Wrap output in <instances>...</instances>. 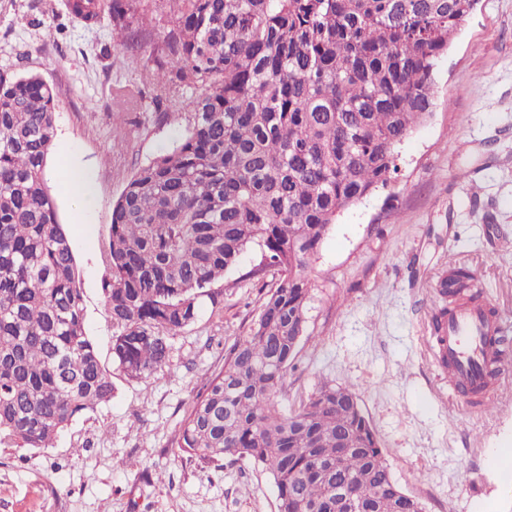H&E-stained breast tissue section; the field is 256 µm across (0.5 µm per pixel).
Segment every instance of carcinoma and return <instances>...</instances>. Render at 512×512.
<instances>
[{
  "label": "carcinoma",
  "mask_w": 512,
  "mask_h": 512,
  "mask_svg": "<svg viewBox=\"0 0 512 512\" xmlns=\"http://www.w3.org/2000/svg\"><path fill=\"white\" fill-rule=\"evenodd\" d=\"M170 17L149 78L185 133L142 165L112 207L105 288L112 358L153 376L199 298L251 246L280 272L222 369L198 393L177 445L205 461L248 460L278 512H336V486L373 512H420L402 498L355 394L324 384L280 406L305 337L312 260L341 210L387 184L402 142L431 115L436 67L469 0H159ZM141 47L136 0H73ZM189 97H184L185 92ZM56 93L41 76L0 75V445L50 448L112 379L84 328L73 250L46 165ZM464 266L440 293L476 300Z\"/></svg>",
  "instance_id": "cac0c4a2"
}]
</instances>
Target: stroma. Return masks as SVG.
<instances>
[{"mask_svg":"<svg viewBox=\"0 0 512 512\" xmlns=\"http://www.w3.org/2000/svg\"><path fill=\"white\" fill-rule=\"evenodd\" d=\"M148 43L130 55L111 26L68 17L62 0H0V74L40 75L57 94L49 168L86 173L97 200L86 223L51 180L77 261L85 330L112 375L110 401L77 417L53 447L0 446V512H277L269 477L178 448L180 422L224 354L244 335L279 274L249 279L248 248L199 300L197 321L171 341L146 380L112 362L105 287L112 207L136 170L170 151L185 121L168 116L145 79L168 17L139 0ZM140 92L117 118L115 88ZM512 0H478L437 67L432 116L402 143L386 187L339 214L312 264L307 337L282 405L324 383L349 386L394 480L425 512H512L489 460L512 448V385L489 404L457 400L437 361L432 319L449 267L471 269L484 302L512 334Z\"/></svg>","mask_w":512,"mask_h":512,"instance_id":"stroma-1","label":"stroma"}]
</instances>
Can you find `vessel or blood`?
I'll return each mask as SVG.
<instances>
[{
  "label": "vessel or blood",
  "instance_id": "1",
  "mask_svg": "<svg viewBox=\"0 0 512 512\" xmlns=\"http://www.w3.org/2000/svg\"><path fill=\"white\" fill-rule=\"evenodd\" d=\"M502 327L486 307L459 308L449 316L442 333L436 339L435 351L448 368V379L457 389H471L485 384L501 390L503 379L486 381L485 370L504 366L512 361V350L505 348L500 338Z\"/></svg>",
  "mask_w": 512,
  "mask_h": 512
}]
</instances>
